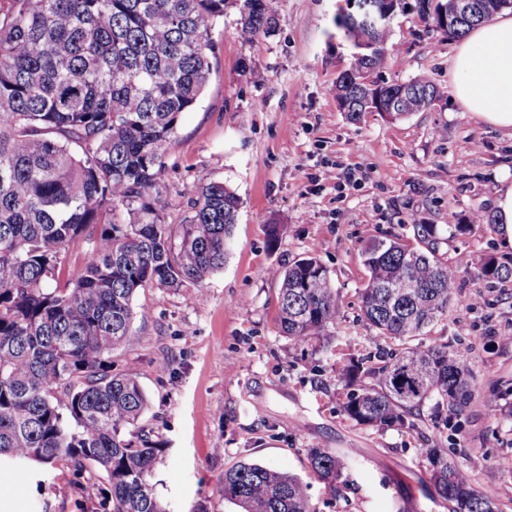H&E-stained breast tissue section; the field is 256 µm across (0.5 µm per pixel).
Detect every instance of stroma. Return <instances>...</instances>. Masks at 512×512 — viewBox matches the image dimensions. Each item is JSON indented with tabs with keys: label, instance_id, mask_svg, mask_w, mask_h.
<instances>
[{
	"label": "stroma",
	"instance_id": "stroma-1",
	"mask_svg": "<svg viewBox=\"0 0 512 512\" xmlns=\"http://www.w3.org/2000/svg\"><path fill=\"white\" fill-rule=\"evenodd\" d=\"M353 9L351 0H279L273 28L247 42L228 8L203 96L167 148L157 186L167 223H185L213 181L231 187L241 207L223 269L201 285L204 301L183 290L140 291L134 306L148 316L134 318L130 343L110 354L113 372L135 377L148 398L126 436L161 444L150 481L166 512H242L224 497V473L241 461L302 478L315 512H450L426 494L420 449H447L479 479L512 453V278L485 279L481 266L489 255L512 264L495 225L440 245L462 267L455 302L426 340L466 353L475 391L457 424L429 403L411 430L362 426L342 413L344 358L371 366L386 345L360 320L363 242L409 240L416 224L446 230L474 211L492 214L496 189L512 180V133L454 102L458 39L417 11L394 17L378 78L427 76L442 101L403 120L347 119L335 85L354 48L336 18ZM270 223L281 227L274 242ZM306 256L320 258L342 296L328 349L290 340L275 321L272 272ZM489 398L502 406L497 415L484 406ZM315 448L347 453L337 489L312 472ZM103 485L64 464L5 461L0 512H112Z\"/></svg>",
	"mask_w": 512,
	"mask_h": 512
}]
</instances>
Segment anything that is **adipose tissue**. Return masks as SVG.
I'll use <instances>...</instances> for the list:
<instances>
[{"label":"adipose tissue","mask_w":512,"mask_h":512,"mask_svg":"<svg viewBox=\"0 0 512 512\" xmlns=\"http://www.w3.org/2000/svg\"><path fill=\"white\" fill-rule=\"evenodd\" d=\"M451 68L454 100L487 124L512 130V16L473 27Z\"/></svg>","instance_id":"adipose-tissue-1"}]
</instances>
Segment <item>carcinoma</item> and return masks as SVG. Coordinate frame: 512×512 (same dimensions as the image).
<instances>
[{"label": "carcinoma", "instance_id": "carcinoma-1", "mask_svg": "<svg viewBox=\"0 0 512 512\" xmlns=\"http://www.w3.org/2000/svg\"><path fill=\"white\" fill-rule=\"evenodd\" d=\"M457 24L442 25L448 0H416L447 35L501 13L503 0H472ZM234 4L251 37L275 23L271 0H0V461H64L105 481L112 512H165L149 476L163 453L147 434L126 438L148 406L138 381L107 374L112 349L129 341L134 299L145 288L178 290L224 268L240 199L220 181L201 188L184 224H167L155 187L180 117L201 98L211 71L214 33ZM337 26L357 50L336 81L347 116H364L366 93L385 101L407 86L404 119L441 98L428 77L380 84L359 80L387 60L390 28L365 10ZM418 246L398 235L360 248L367 280L361 319L403 349L361 370L343 411L361 425L412 429L427 402L461 413L473 398L465 353L426 344V329L446 316L460 265L439 253L435 224L413 225ZM83 238L80 272L63 275L60 255ZM484 277L506 280L512 267L489 255ZM280 283L276 322L286 336L331 343L341 314L328 270L307 256L273 271ZM395 284L408 289L399 294ZM429 496L452 512H501L495 472L478 486L442 448L421 450ZM310 466L330 488L343 456L315 448ZM224 498L243 512H312L299 477L241 462L224 472Z\"/></svg>", "mask_w": 512, "mask_h": 512}]
</instances>
